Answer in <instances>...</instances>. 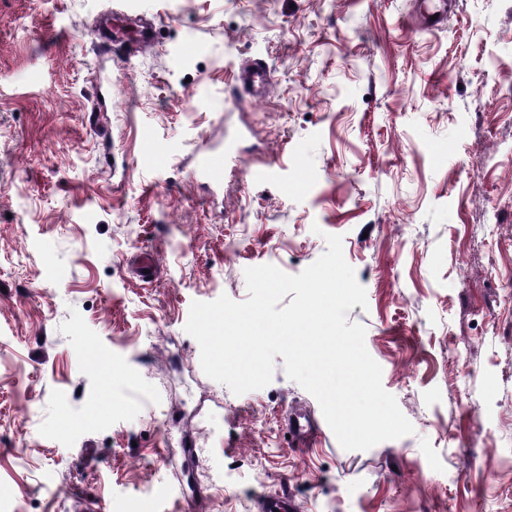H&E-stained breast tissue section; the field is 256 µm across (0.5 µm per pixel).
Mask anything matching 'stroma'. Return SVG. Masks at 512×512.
<instances>
[{"instance_id": "1", "label": "stroma", "mask_w": 512, "mask_h": 512, "mask_svg": "<svg viewBox=\"0 0 512 512\" xmlns=\"http://www.w3.org/2000/svg\"><path fill=\"white\" fill-rule=\"evenodd\" d=\"M418 5L0 0V512H260L282 492L298 512H512V0H450L436 31ZM115 8L155 45L102 52ZM255 58L271 93L241 112ZM207 144L242 156L210 194ZM329 234L415 429L366 451L282 356L237 395L185 330L192 302L245 301L246 268L298 274ZM295 409L321 430L300 451ZM270 84L271 74L263 60L241 63L235 76L234 99L241 108H247Z\"/></svg>"}]
</instances>
